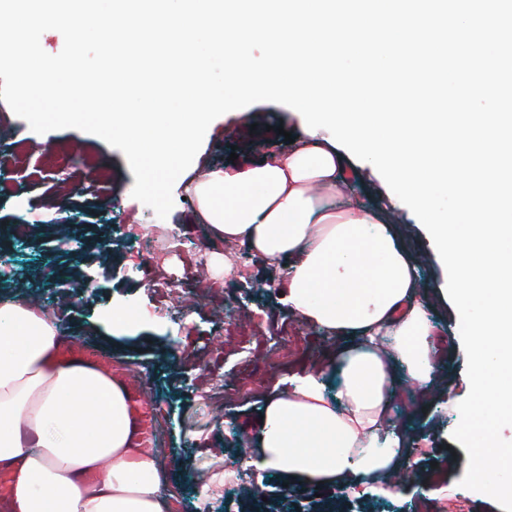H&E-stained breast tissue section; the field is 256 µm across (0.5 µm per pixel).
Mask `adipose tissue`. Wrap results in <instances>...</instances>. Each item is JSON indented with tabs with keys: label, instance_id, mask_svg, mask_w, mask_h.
I'll use <instances>...</instances> for the list:
<instances>
[{
	"label": "adipose tissue",
	"instance_id": "1",
	"mask_svg": "<svg viewBox=\"0 0 512 512\" xmlns=\"http://www.w3.org/2000/svg\"><path fill=\"white\" fill-rule=\"evenodd\" d=\"M221 166L187 182L213 240L245 245L282 269L289 307L336 340L331 355L285 378L255 434L252 465L288 486L392 481L408 466L391 406L402 382L440 368L431 295L393 225L356 199L345 157L323 135ZM57 319L26 298L0 299V470L9 512H166L169 479L140 452L124 385L58 354Z\"/></svg>",
	"mask_w": 512,
	"mask_h": 512
}]
</instances>
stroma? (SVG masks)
<instances>
[{"mask_svg": "<svg viewBox=\"0 0 512 512\" xmlns=\"http://www.w3.org/2000/svg\"><path fill=\"white\" fill-rule=\"evenodd\" d=\"M263 132L276 150H290L300 136L297 111L257 102L214 120L203 150L188 169L200 178L214 165L252 155L241 132ZM26 144L47 141L68 153L65 166L29 152L15 169L0 174V295L29 299L61 317L68 338L104 352L112 362L147 369L144 390L153 407V452L171 479L167 512H423L421 493H432L433 512H504L490 496L461 487L468 464L464 447L453 440L457 406L469 392L467 359L454 306L436 297L431 316L442 336L444 365L415 401L394 404L390 421L407 428L412 479L389 492L387 486L339 483L322 489L286 492L277 476L237 464L245 449L244 429L256 427L267 396L276 393L284 373L313 366L333 347V339L293 313L268 283L278 271L236 243L211 244L208 225L193 220L194 205L174 185V206L166 218L131 195L135 177L124 154L100 137L77 129L40 135L0 101V150L7 138ZM353 193L395 224L400 242L417 260L428 286L447 281L433 259L432 240L406 207H394L393 194L369 163L350 159ZM105 170V183L84 179ZM47 223H39V216ZM29 225L24 238L13 227ZM159 241L177 235L180 244L226 255L243 269L224 295L194 285L186 256L172 258L153 273L151 283L130 274L132 230ZM119 304L149 310L151 323L126 336L98 326L104 308ZM256 324L255 342L293 334L283 370L264 384L248 379L245 353L229 333L246 321Z\"/></svg>", "mask_w": 512, "mask_h": 512, "instance_id": "stroma-1", "label": "stroma"}]
</instances>
